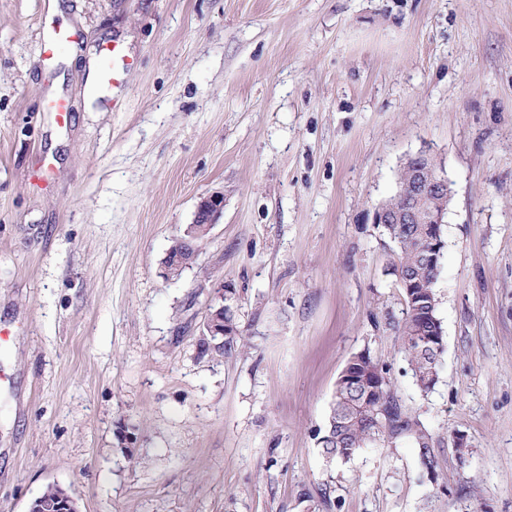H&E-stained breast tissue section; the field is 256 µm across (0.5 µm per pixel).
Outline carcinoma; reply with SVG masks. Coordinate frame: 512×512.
<instances>
[{
    "mask_svg": "<svg viewBox=\"0 0 512 512\" xmlns=\"http://www.w3.org/2000/svg\"><path fill=\"white\" fill-rule=\"evenodd\" d=\"M421 224H388L386 234L396 246L393 270L414 282L411 296L396 329L400 349L418 388L431 390L445 352L443 328L437 317L434 283L438 264L428 258ZM201 352L230 358L245 346L230 305H224V336L200 341ZM336 381L325 427L317 434V447L327 464L346 463L370 444L391 447L403 439L418 449L422 468L436 480L434 439L420 418L400 402L390 368L365 349L349 358Z\"/></svg>",
    "mask_w": 512,
    "mask_h": 512,
    "instance_id": "1",
    "label": "carcinoma"
}]
</instances>
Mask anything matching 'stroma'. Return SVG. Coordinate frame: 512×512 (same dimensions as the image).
Here are the masks:
<instances>
[{
  "mask_svg": "<svg viewBox=\"0 0 512 512\" xmlns=\"http://www.w3.org/2000/svg\"><path fill=\"white\" fill-rule=\"evenodd\" d=\"M59 2L79 39L43 63L50 0H0V512L54 483L80 512H512V0ZM109 54L117 81L91 84ZM425 149L452 190L426 393L372 222ZM224 291L230 359L198 345ZM364 349L431 431L441 492L407 440L323 460ZM223 208L224 195L221 194H211L200 202L194 223L189 224L187 229L184 231L185 234H190L191 237L185 240V248L183 249L182 255L178 258L179 264L169 268L165 263H163L168 278H171L174 270H177L178 272L183 266H193L196 263L201 243L204 238L199 240V235L195 230L197 228H202L204 234L208 233L212 226L216 224V220Z\"/></svg>",
  "mask_w": 512,
  "mask_h": 512,
  "instance_id": "stroma-1",
  "label": "stroma"
}]
</instances>
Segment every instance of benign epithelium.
I'll return each mask as SVG.
<instances>
[{
	"label": "benign epithelium",
	"instance_id": "obj_1",
	"mask_svg": "<svg viewBox=\"0 0 512 512\" xmlns=\"http://www.w3.org/2000/svg\"><path fill=\"white\" fill-rule=\"evenodd\" d=\"M409 170L406 191L408 202L392 204L388 201L380 204L373 212L375 224H427L429 225L427 240L432 251L439 247L441 225L451 199L448 181L433 167V161L427 152H420L405 162ZM224 208V196L212 194L204 198L198 205L195 221L189 225L185 233L190 238L185 240V248L178 258V264L165 268L166 275L172 276L184 266L196 263L201 240L196 229L208 233L216 224L219 214ZM202 335H224V306H209ZM29 512H79L77 501L65 489L55 486V495L51 499H39L34 502Z\"/></svg>",
	"mask_w": 512,
	"mask_h": 512
}]
</instances>
